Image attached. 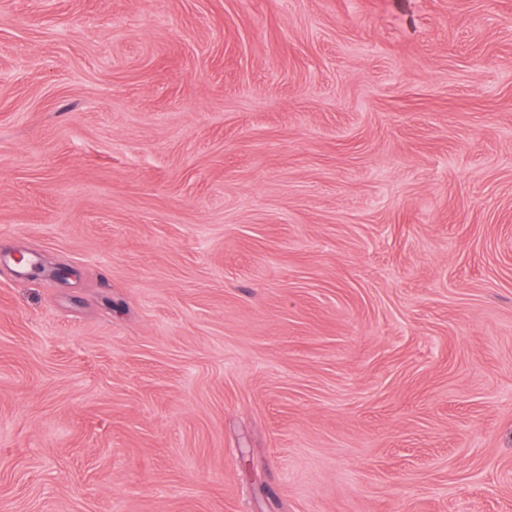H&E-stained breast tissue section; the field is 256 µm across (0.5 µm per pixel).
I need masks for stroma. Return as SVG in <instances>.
Masks as SVG:
<instances>
[{
	"label": "stroma",
	"instance_id": "obj_1",
	"mask_svg": "<svg viewBox=\"0 0 512 512\" xmlns=\"http://www.w3.org/2000/svg\"><path fill=\"white\" fill-rule=\"evenodd\" d=\"M0 512H512V0H0Z\"/></svg>",
	"mask_w": 512,
	"mask_h": 512
}]
</instances>
